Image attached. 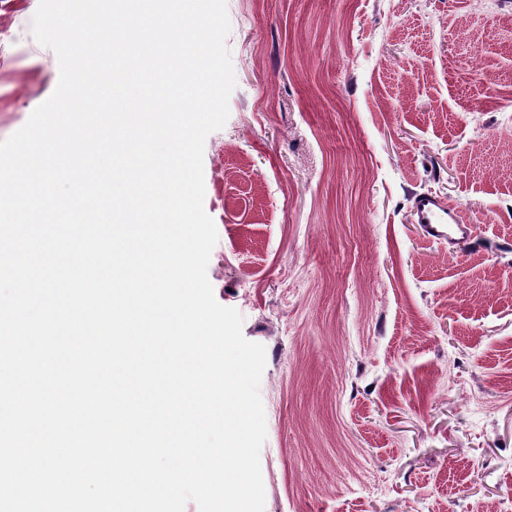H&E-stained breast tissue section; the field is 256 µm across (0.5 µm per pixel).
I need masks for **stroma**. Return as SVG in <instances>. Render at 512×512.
<instances>
[{
    "label": "stroma",
    "instance_id": "obj_1",
    "mask_svg": "<svg viewBox=\"0 0 512 512\" xmlns=\"http://www.w3.org/2000/svg\"><path fill=\"white\" fill-rule=\"evenodd\" d=\"M204 145L214 297L266 350L265 512H496L512 492V0H226ZM0 0V140L59 81ZM471 239L436 242L415 196ZM414 211L417 223L421 224L432 240H446L452 232L459 233L463 238L472 237L474 224H463L458 215L436 197L420 195L414 200Z\"/></svg>",
    "mask_w": 512,
    "mask_h": 512
}]
</instances>
